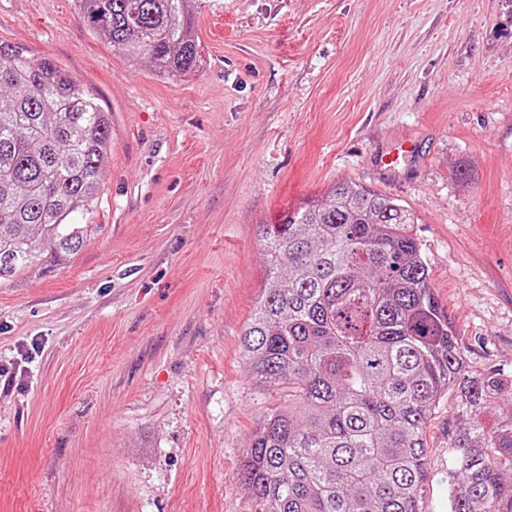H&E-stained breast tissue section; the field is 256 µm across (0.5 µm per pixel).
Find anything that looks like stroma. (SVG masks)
Returning <instances> with one entry per match:
<instances>
[{
	"label": "stroma",
	"mask_w": 512,
	"mask_h": 512,
	"mask_svg": "<svg viewBox=\"0 0 512 512\" xmlns=\"http://www.w3.org/2000/svg\"><path fill=\"white\" fill-rule=\"evenodd\" d=\"M194 25L201 68L167 80L75 0H0V40L60 63L112 127L85 245L0 284V512H257L239 473L284 397L240 357L257 227L340 181L417 215L470 366L512 373L503 0H200ZM448 419L426 431V512H448Z\"/></svg>",
	"instance_id": "obj_1"
}]
</instances>
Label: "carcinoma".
<instances>
[{"label": "carcinoma", "mask_w": 512, "mask_h": 512, "mask_svg": "<svg viewBox=\"0 0 512 512\" xmlns=\"http://www.w3.org/2000/svg\"><path fill=\"white\" fill-rule=\"evenodd\" d=\"M194 0H76L89 32L166 78L194 72ZM111 118L58 62L0 40V282L79 252ZM399 200L338 182L258 226L262 288L240 344L256 384L288 387L258 423L242 485L261 512H425L424 431L445 398L448 512H512V375L470 368Z\"/></svg>", "instance_id": "cac0c4a2"}]
</instances>
